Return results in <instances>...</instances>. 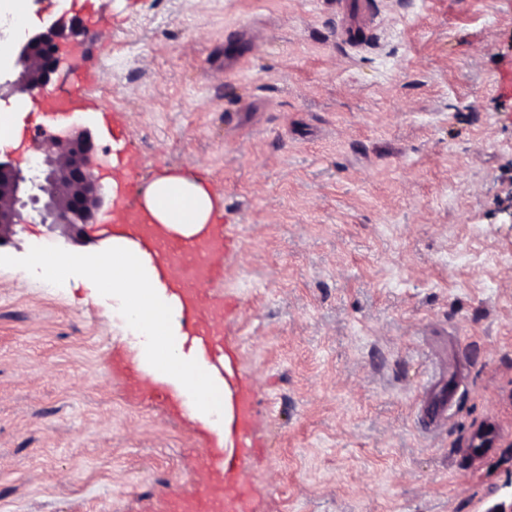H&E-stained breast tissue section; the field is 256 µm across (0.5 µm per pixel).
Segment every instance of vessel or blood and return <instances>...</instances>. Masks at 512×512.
<instances>
[{
  "instance_id": "b4317fda",
  "label": "vessel or blood",
  "mask_w": 512,
  "mask_h": 512,
  "mask_svg": "<svg viewBox=\"0 0 512 512\" xmlns=\"http://www.w3.org/2000/svg\"><path fill=\"white\" fill-rule=\"evenodd\" d=\"M43 106L44 119L30 129L28 137L35 143H51L69 122L72 112L83 108L86 98L77 91L61 96L40 91L32 96ZM136 178H129L124 193L125 217L121 223L106 227L108 236L128 239L149 255L161 285L173 295L180 332L193 357L211 375L227 402L219 423L221 432L231 436V447L204 444L201 455L208 469L222 483H234L245 475L252 442L253 398L249 387L239 382V358L233 354L224 330V298L213 293L210 284L215 275L211 260L228 255L233 240L227 224H210L200 234L185 237L151 216L134 203ZM154 402L166 408L176 406L193 410V403L182 391L168 383H159L152 393ZM491 451L481 437H473L459 454L472 468H479ZM185 512H246L243 501L225 490L202 489L185 497Z\"/></svg>"
}]
</instances>
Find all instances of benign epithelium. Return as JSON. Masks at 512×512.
Masks as SVG:
<instances>
[{
  "label": "benign epithelium",
  "mask_w": 512,
  "mask_h": 512,
  "mask_svg": "<svg viewBox=\"0 0 512 512\" xmlns=\"http://www.w3.org/2000/svg\"><path fill=\"white\" fill-rule=\"evenodd\" d=\"M64 34L63 19L45 31L26 38L16 59L0 62V73L9 76L17 92L44 87L62 64L57 40ZM92 138L84 129L53 138L52 146L37 148L30 173L0 161V240L15 233L22 223L21 209L37 207L42 223L69 230L86 224L100 209L105 188L94 177Z\"/></svg>",
  "instance_id": "7a95c632"
}]
</instances>
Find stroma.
<instances>
[{
  "label": "stroma",
  "instance_id": "1",
  "mask_svg": "<svg viewBox=\"0 0 512 512\" xmlns=\"http://www.w3.org/2000/svg\"><path fill=\"white\" fill-rule=\"evenodd\" d=\"M370 3L351 28L336 0H0L29 35L105 17L71 118L99 183L130 151L143 184L219 196L250 512H486L512 479V0ZM114 205L68 238L24 210L0 253L97 252ZM140 349L82 277L0 267V512H171L194 491L214 436L125 388L112 361ZM485 425L495 449L467 468ZM486 436L481 438L475 435L468 443L466 448H458L457 452L460 456L465 458L473 469H477L484 462L485 458L489 455L493 448L492 444H483L485 439L494 440V432L491 428H485Z\"/></svg>",
  "mask_w": 512,
  "mask_h": 512
}]
</instances>
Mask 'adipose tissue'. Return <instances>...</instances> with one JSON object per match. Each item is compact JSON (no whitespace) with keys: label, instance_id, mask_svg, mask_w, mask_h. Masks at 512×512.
<instances>
[{"label":"adipose tissue","instance_id":"1","mask_svg":"<svg viewBox=\"0 0 512 512\" xmlns=\"http://www.w3.org/2000/svg\"><path fill=\"white\" fill-rule=\"evenodd\" d=\"M143 206L156 221L175 232L191 236L208 224L213 210L210 192L183 176L160 178L144 194Z\"/></svg>","mask_w":512,"mask_h":512}]
</instances>
